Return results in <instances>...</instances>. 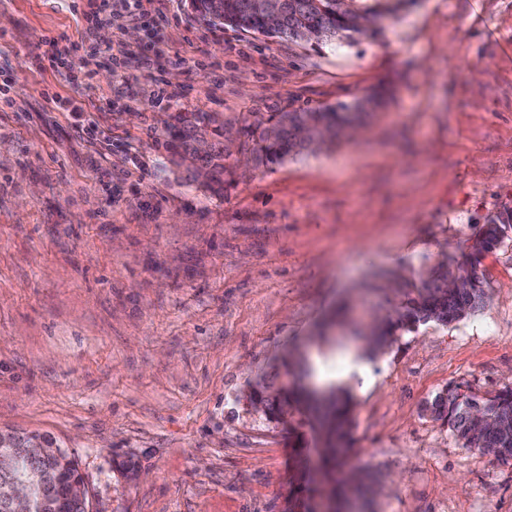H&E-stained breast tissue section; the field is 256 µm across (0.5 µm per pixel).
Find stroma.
Wrapping results in <instances>:
<instances>
[{
  "instance_id": "35a3bbf8",
  "label": "stroma",
  "mask_w": 512,
  "mask_h": 512,
  "mask_svg": "<svg viewBox=\"0 0 512 512\" xmlns=\"http://www.w3.org/2000/svg\"><path fill=\"white\" fill-rule=\"evenodd\" d=\"M383 85L362 126L220 198L182 179L160 122ZM505 207L512 0H418L379 39L317 47L208 26L188 0L133 21L118 0H0V431L50 435L94 512H326L321 434L250 401L305 363L307 386L351 389L336 468L370 470L371 512H512V460L429 409L452 382L512 387V241L483 258L474 315L370 356L318 335L343 302L388 315L382 275L427 276Z\"/></svg>"
}]
</instances>
